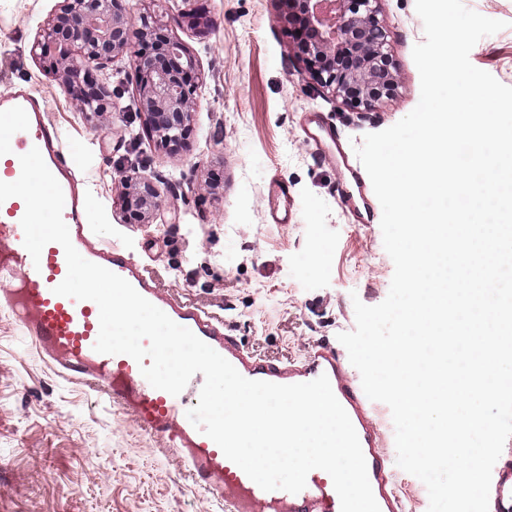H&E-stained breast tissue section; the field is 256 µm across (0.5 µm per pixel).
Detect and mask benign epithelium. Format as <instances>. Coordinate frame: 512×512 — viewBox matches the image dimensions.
I'll use <instances>...</instances> for the list:
<instances>
[{
    "label": "benign epithelium",
    "mask_w": 512,
    "mask_h": 512,
    "mask_svg": "<svg viewBox=\"0 0 512 512\" xmlns=\"http://www.w3.org/2000/svg\"><path fill=\"white\" fill-rule=\"evenodd\" d=\"M288 23L312 79L343 102L370 109L394 95L398 78L385 50L387 33L377 0H283ZM54 44L63 51L62 85L81 112L115 108L112 91L98 77L112 59L132 51L147 128L164 147L185 144L195 112L198 65L168 28L127 15L123 0H61L40 26L33 49ZM128 204L143 215L163 209L167 195L152 182L125 181Z\"/></svg>",
    "instance_id": "benign-epithelium-1"
}]
</instances>
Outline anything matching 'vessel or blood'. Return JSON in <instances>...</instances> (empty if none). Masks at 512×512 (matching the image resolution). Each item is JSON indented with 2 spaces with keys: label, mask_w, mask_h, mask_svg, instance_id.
Here are the masks:
<instances>
[{
  "label": "vessel or blood",
  "mask_w": 512,
  "mask_h": 512,
  "mask_svg": "<svg viewBox=\"0 0 512 512\" xmlns=\"http://www.w3.org/2000/svg\"><path fill=\"white\" fill-rule=\"evenodd\" d=\"M34 148L40 150L62 188V217L73 246L83 258L127 280L144 298L174 322L190 329L247 379L295 384L327 375L358 435L380 512H406L384 450L386 435L375 418V403L352 377L337 349L316 344L299 357L270 361L241 346L218 317L160 293L126 245L93 243L94 230L85 222L90 202L77 193L76 165L63 155L39 100L27 92L0 99V181H16L21 174L20 155ZM24 212L25 203L20 198L0 203V312L14 319L22 335L52 363L60 377L91 385L101 404L120 406L144 431L163 440L194 485L210 493L222 512H341L339 496L327 472L312 470L305 489L297 494L265 491L226 458L215 442L196 429L187 412L198 403L204 383L202 374H195L181 394L174 396L152 387L131 356L96 352L97 304L55 294V287L67 274L64 249L58 243H48L39 260H32L23 245ZM489 510L512 512L511 456L499 458L493 468Z\"/></svg>",
  "instance_id": "obj_1"
}]
</instances>
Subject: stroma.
I'll return each mask as SVG.
<instances>
[{"instance_id": "35a3bbf8", "label": "stroma", "mask_w": 512, "mask_h": 512, "mask_svg": "<svg viewBox=\"0 0 512 512\" xmlns=\"http://www.w3.org/2000/svg\"><path fill=\"white\" fill-rule=\"evenodd\" d=\"M59 0H0V96L24 88L45 104L65 151L78 156L87 222L99 241L125 240L155 287L223 318L232 336L269 360L337 344L355 327L354 300L381 303L394 264L379 220L336 198L346 175L303 130L308 113L334 131L351 164L366 134L387 129L420 99L412 50L424 42L415 0H379L398 73L394 97L352 107L311 79L282 0H127L131 18L171 26L202 76L186 147L162 146L145 126L129 55L105 70L118 108L77 111L55 49L33 51ZM504 21L471 63L512 86V0H464ZM174 190L141 223L122 202L124 176ZM288 188V221L275 223L271 181ZM162 441L120 407L49 368L0 314V512H215Z\"/></svg>"}]
</instances>
